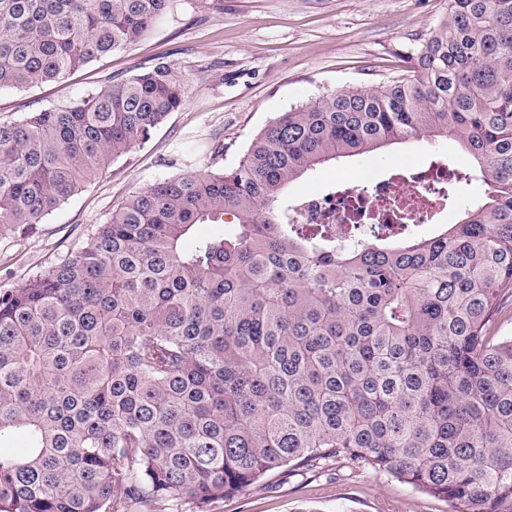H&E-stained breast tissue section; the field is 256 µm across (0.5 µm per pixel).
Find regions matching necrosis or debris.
<instances>
[{"mask_svg":"<svg viewBox=\"0 0 512 512\" xmlns=\"http://www.w3.org/2000/svg\"><path fill=\"white\" fill-rule=\"evenodd\" d=\"M458 176V169L444 163L397 161L389 178L345 183L327 194L301 193L292 221L335 225L342 241L358 234L393 242L411 226L447 214L448 186Z\"/></svg>","mask_w":512,"mask_h":512,"instance_id":"obj_1","label":"necrosis or debris"}]
</instances>
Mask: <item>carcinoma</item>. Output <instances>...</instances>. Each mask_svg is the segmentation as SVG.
<instances>
[{
	"mask_svg": "<svg viewBox=\"0 0 512 512\" xmlns=\"http://www.w3.org/2000/svg\"><path fill=\"white\" fill-rule=\"evenodd\" d=\"M168 2L0 0V89L123 49ZM409 59L282 113L233 169L132 194L0 293V512H210L333 458L512 512V336L487 335L512 297V0H448ZM184 101L159 61L0 123V224L40 223ZM424 136L485 184L458 222L346 248L288 223L304 174Z\"/></svg>",
	"mask_w": 512,
	"mask_h": 512,
	"instance_id": "1",
	"label": "carcinoma"
}]
</instances>
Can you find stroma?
Returning a JSON list of instances; mask_svg holds the SVG:
<instances>
[{"instance_id": "stroma-1", "label": "stroma", "mask_w": 512, "mask_h": 512, "mask_svg": "<svg viewBox=\"0 0 512 512\" xmlns=\"http://www.w3.org/2000/svg\"><path fill=\"white\" fill-rule=\"evenodd\" d=\"M448 0H170L139 40L67 78L0 90V121L100 90L165 58L185 77L184 105L144 145L112 160L97 178L41 223L0 224V291L18 288L85 242L130 195L187 167L229 170L282 112L352 86L406 74L407 53L445 17ZM431 155L467 159L446 140L421 138L328 163L290 192L376 175L394 161ZM211 512H453L445 499L332 459L316 469L267 472Z\"/></svg>"}]
</instances>
